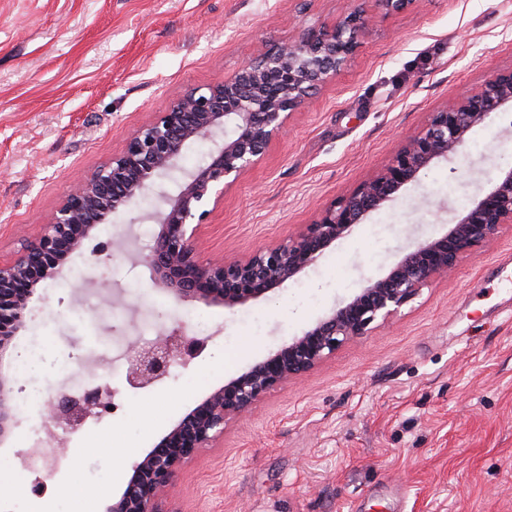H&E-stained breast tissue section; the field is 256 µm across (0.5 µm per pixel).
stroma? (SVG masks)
Returning a JSON list of instances; mask_svg holds the SVG:
<instances>
[{"label": "stroma", "mask_w": 512, "mask_h": 512, "mask_svg": "<svg viewBox=\"0 0 512 512\" xmlns=\"http://www.w3.org/2000/svg\"><path fill=\"white\" fill-rule=\"evenodd\" d=\"M352 0H0V259L43 231L78 183L184 90L223 81L266 49L332 25ZM512 69V0H417L378 15L346 68L292 111L264 157L225 190L198 240L243 258L294 237L384 168L431 112ZM512 162V112L405 186L319 262L229 310L178 302L128 255L96 244L158 231L152 203L101 224L62 275L38 285L50 388L114 384L117 411L48 446L59 467L32 492L22 416L0 443V512H86L111 503L171 426L224 381L298 334L454 212ZM512 224L432 280L387 322L277 387L186 459L164 512H512ZM182 325L205 338L189 366L130 388L116 353ZM134 457L117 458L118 448Z\"/></svg>", "instance_id": "1"}]
</instances>
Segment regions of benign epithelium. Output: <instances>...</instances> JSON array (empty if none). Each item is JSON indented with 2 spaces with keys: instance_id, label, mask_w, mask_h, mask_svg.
Returning <instances> with one entry per match:
<instances>
[{
  "instance_id": "obj_1",
  "label": "benign epithelium",
  "mask_w": 512,
  "mask_h": 512,
  "mask_svg": "<svg viewBox=\"0 0 512 512\" xmlns=\"http://www.w3.org/2000/svg\"><path fill=\"white\" fill-rule=\"evenodd\" d=\"M358 2L335 24L309 29L295 44L259 54L220 83L180 94L167 111L130 133L121 154L59 203L37 239L14 259L0 262V364L13 336L26 327L37 286L62 274L97 225L119 218L141 198L154 200L150 219L159 226L153 246L135 257L149 270L152 284L177 301L232 310L317 263L327 248L394 201L433 163L458 153L493 114L512 109V70L497 72L431 113L426 127L400 144L382 170L325 208L295 237L260 247L244 259L201 258L198 232L210 213L208 206L265 155L291 111L345 68L377 14L402 12L417 0ZM204 140L212 146L208 160L183 168L184 151ZM503 224H512V167L458 213L444 234L407 250L388 272L368 279L301 333L209 393L132 466L127 486L105 512H160V499L182 463L222 435L228 422L289 379L313 370L342 344L367 335L373 323L387 321ZM204 344L205 339L181 327L165 328L156 342L128 357L127 381L134 388L153 386L169 375L173 364L188 365ZM13 397L12 381L0 373V438L20 423ZM115 397L107 383H93L77 394L63 385L57 388L26 468H48L43 445L61 441L89 418L114 413Z\"/></svg>"
}]
</instances>
